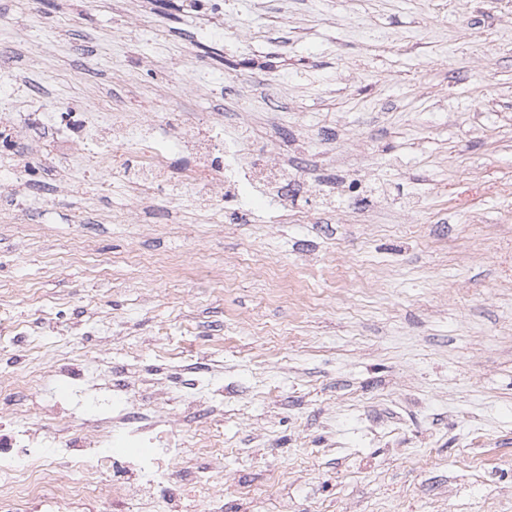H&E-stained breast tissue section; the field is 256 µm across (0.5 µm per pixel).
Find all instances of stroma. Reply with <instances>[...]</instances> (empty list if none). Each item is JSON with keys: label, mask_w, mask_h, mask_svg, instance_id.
Wrapping results in <instances>:
<instances>
[{"label": "stroma", "mask_w": 512, "mask_h": 512, "mask_svg": "<svg viewBox=\"0 0 512 512\" xmlns=\"http://www.w3.org/2000/svg\"><path fill=\"white\" fill-rule=\"evenodd\" d=\"M0 0V57L57 102L93 111L78 46L150 111L170 73L206 63L220 111L247 94L249 125L224 124L240 154L276 139L304 181L329 160L365 175L357 208L343 188L300 195L293 221L263 187L205 224L170 185L178 223L78 224L108 212L121 182L88 188L72 160L67 192L28 223L0 197V285L36 288L0 324L41 322L39 346L0 340V377L101 355L130 392L224 387L208 435L219 440L224 512H512V0H224L195 12L154 0ZM53 45L38 56L31 42ZM176 257L159 274L105 262L129 252ZM112 320L109 344L86 334ZM483 469L465 471L464 456ZM284 474L269 484V471Z\"/></svg>", "instance_id": "1"}]
</instances>
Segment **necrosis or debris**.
Wrapping results in <instances>:
<instances>
[{"instance_id": "obj_1", "label": "necrosis or debris", "mask_w": 512, "mask_h": 512, "mask_svg": "<svg viewBox=\"0 0 512 512\" xmlns=\"http://www.w3.org/2000/svg\"><path fill=\"white\" fill-rule=\"evenodd\" d=\"M111 86L110 111L91 112L81 102L66 104L39 94L24 111L0 110V171L8 180L19 214L46 206L51 193L35 196L31 185L74 158L91 162L96 187L120 181L130 190L127 205L137 211L159 203L162 189L175 184L207 206L222 203L234 174L225 166L224 115L188 112L160 105L155 112L129 113L117 107L118 78ZM244 168L251 179L287 182L282 146L267 142ZM94 360L73 358L58 376L84 385L81 412L57 400L37 401L31 381L13 375L0 386V418L10 424L0 438V512H100L108 498L114 512H190L201 496L207 512L218 502L212 486L221 455L212 442L183 448L179 414L167 411L166 388L119 397L104 387Z\"/></svg>"}]
</instances>
